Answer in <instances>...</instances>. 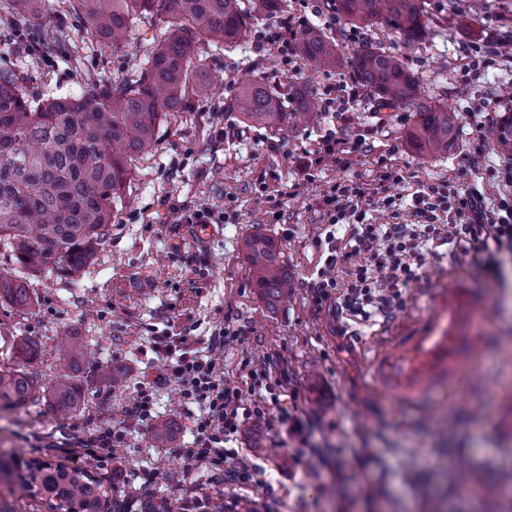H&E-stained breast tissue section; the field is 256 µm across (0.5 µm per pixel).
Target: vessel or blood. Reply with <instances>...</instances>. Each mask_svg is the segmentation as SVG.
<instances>
[{"mask_svg": "<svg viewBox=\"0 0 512 512\" xmlns=\"http://www.w3.org/2000/svg\"><path fill=\"white\" fill-rule=\"evenodd\" d=\"M481 320L478 303L459 282L431 289L421 317L370 353L367 376L386 397L427 400L453 388L471 364Z\"/></svg>", "mask_w": 512, "mask_h": 512, "instance_id": "obj_1", "label": "vessel or blood"}]
</instances>
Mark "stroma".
<instances>
[{"instance_id":"1","label":"stroma","mask_w":512,"mask_h":512,"mask_svg":"<svg viewBox=\"0 0 512 512\" xmlns=\"http://www.w3.org/2000/svg\"><path fill=\"white\" fill-rule=\"evenodd\" d=\"M50 3L51 24L61 33L53 48L38 47L41 32L24 16L0 27V74L20 76L36 101L79 95L89 79L136 78L167 30L159 17L136 19L129 45L108 52L85 36L81 15L64 0ZM336 3L282 0L278 14L259 18L237 44L201 45L205 73L218 90L170 113L155 144L132 160L108 232L76 276L33 273L0 242V273L32 298L22 309L0 296V368L17 365L15 343L28 337L39 355L25 369L46 383L66 366L57 353L63 333L87 345L78 373L84 408L67 418L44 402L0 411V454L72 464L85 453L78 445L83 431L118 425L141 387L150 386L153 422L96 468L128 512H140L148 494L176 506L218 496L226 512L245 503L260 512H512V253H503L493 271L441 249L386 320L338 318L330 304L314 303L310 289L325 259L322 197L336 185L402 197L398 214L368 212L378 224L412 223L409 199L429 184L478 194L488 209L512 206V158L490 136L499 115L512 110V0H422L426 32L413 44L383 22H346ZM270 24L288 26L294 36L321 28L344 65L315 71L296 53L259 46L257 33ZM366 45L399 58L424 102L455 113L457 136L447 156L413 149L414 112L380 106L362 86L349 61ZM243 77L279 93L307 86L333 106L313 123L275 135L225 109L232 82ZM331 133L364 146L313 161ZM175 205L210 212L215 235L192 242L194 227L175 223ZM256 232L276 242L294 283L274 308L260 298L241 248ZM437 273L462 279L481 305L480 350L458 393L397 407L371 385L365 362L372 345L420 313ZM224 327L237 333L224 348V377L241 404L259 401L249 374L263 371L289 415L280 421L274 409L269 420L242 424L230 445L255 476L229 487L212 470L185 469L182 451L192 445L198 407L184 403L152 350L164 332L201 350ZM106 366L125 372L123 387L101 382ZM162 420L174 427L164 443L153 436Z\"/></svg>"}]
</instances>
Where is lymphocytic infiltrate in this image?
Listing matches in <instances>:
<instances>
[{"mask_svg":"<svg viewBox=\"0 0 512 512\" xmlns=\"http://www.w3.org/2000/svg\"><path fill=\"white\" fill-rule=\"evenodd\" d=\"M322 202L329 223L328 255L311 290L316 305L333 303L340 315L365 321L377 315L391 317L402 307L406 288L419 280L426 255L438 247L450 245L476 255L512 251V208L490 216L470 195L423 189L415 196L418 221L414 224L366 223V205L390 210L396 200L391 196L373 200L358 186L336 187ZM345 252L358 262L349 270L347 289L341 292L336 268ZM231 339L229 331H219L201 351L190 349L182 336H158L153 344L168 381L202 409L194 421L193 446L184 454L187 466L221 471L228 481L238 483L250 480L252 471L247 464H235L236 451L227 442L246 419L267 418L269 409L241 406L238 389L225 383L224 347Z\"/></svg>","mask_w":512,"mask_h":512,"instance_id":"1","label":"lymphocytic infiltrate"}]
</instances>
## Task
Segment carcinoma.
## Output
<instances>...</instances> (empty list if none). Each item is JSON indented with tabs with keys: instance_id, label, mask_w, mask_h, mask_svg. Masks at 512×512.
Listing matches in <instances>:
<instances>
[{
	"instance_id": "carcinoma-1",
	"label": "carcinoma",
	"mask_w": 512,
	"mask_h": 512,
	"mask_svg": "<svg viewBox=\"0 0 512 512\" xmlns=\"http://www.w3.org/2000/svg\"><path fill=\"white\" fill-rule=\"evenodd\" d=\"M11 12L35 26L48 18V0H10ZM86 35L102 48L119 49L134 19L162 15L168 35L156 45L137 79L118 86L92 81L76 97L32 105L22 80L0 76V242L9 244L16 262L35 273L72 277L90 262L112 221L113 205L122 200L131 179L134 155L152 147L156 131L186 101L211 95L209 79L196 58L200 43L233 45L245 38L251 19L281 11V0H74ZM338 11L352 24L380 20L409 43L422 39V0H338ZM306 64L335 69L343 64L336 47L316 28L303 32L295 47ZM362 84L382 106H412L417 123L411 143L432 157L448 154L455 113L420 100L417 80L398 58L366 45L351 58ZM227 108L246 121L278 134L294 122H312L318 103L311 91L294 88L288 100L260 79L234 88ZM501 151L512 155V113L497 131ZM242 250L253 264L262 297L276 305L288 297L292 280L267 236H246ZM21 308L32 305L27 288L0 274V295ZM58 352L69 369L41 385L16 368L0 369V410H13L41 399L61 415L80 411L84 395L75 376L86 357V344L67 335ZM17 459L0 457V481L23 493L37 487L51 512H104L110 497L104 483L84 467L43 462L15 474Z\"/></svg>"
}]
</instances>
